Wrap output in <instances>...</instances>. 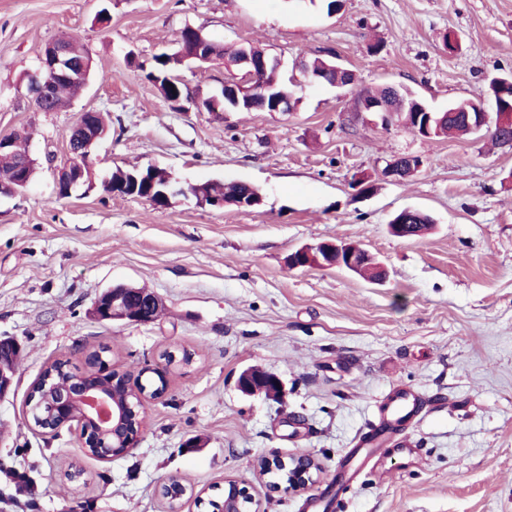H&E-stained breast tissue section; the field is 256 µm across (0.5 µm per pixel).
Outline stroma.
Masks as SVG:
<instances>
[{"mask_svg":"<svg viewBox=\"0 0 512 512\" xmlns=\"http://www.w3.org/2000/svg\"><path fill=\"white\" fill-rule=\"evenodd\" d=\"M187 26L260 47L286 72L335 60L355 83L308 84L288 113L175 109L142 67L175 52ZM73 31L93 74L62 110L35 111L26 76ZM510 74L512 0H342L333 14L324 0H0V135L27 137L37 161L28 187L0 198V337L24 348L0 399V512H167L169 477L209 493L228 475L264 512H306L307 495L271 492L259 468L302 453L321 463L316 492L339 497V512H512V148L420 138L359 109L390 84L443 111L487 100L489 80ZM178 75L210 97L231 77L219 61ZM86 111L110 115L112 130L89 157L93 187L62 197L54 170ZM406 154L422 167L386 179ZM154 165L180 190L166 207L100 187L116 168ZM361 174L374 189L359 199ZM209 180L250 182L263 204L199 205L187 188ZM405 208L430 214L432 232L392 236ZM324 241L359 245L386 281L289 268ZM118 283L157 293L159 320L94 319ZM102 346L113 368L167 380L137 448L109 462L84 455L77 428L34 430L27 407L48 365L83 366ZM169 351L191 364H166ZM252 366L281 379L283 401L239 390ZM398 385L429 404L407 430L417 456L393 454L383 481L338 490L342 455Z\"/></svg>","mask_w":512,"mask_h":512,"instance_id":"obj_1","label":"stroma"}]
</instances>
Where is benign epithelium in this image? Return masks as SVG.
<instances>
[{
    "mask_svg": "<svg viewBox=\"0 0 512 512\" xmlns=\"http://www.w3.org/2000/svg\"><path fill=\"white\" fill-rule=\"evenodd\" d=\"M192 40L196 41L197 50L190 56L178 55L179 65L189 63H209L213 57L212 47L215 40L203 35L202 30L187 27ZM236 65L240 73L232 76V80L224 83L223 98H231L236 103L248 101L258 92L265 91L261 86V75L269 69L280 68L281 62L275 57L262 58L257 63L246 57L238 60ZM87 63L74 65L69 55L68 41L57 39L50 42L41 57L39 67L27 77L28 98L34 108L39 104L45 93L52 86L64 81H74L86 77ZM98 112H84L72 129L74 147L69 152L74 154L75 160L69 161L56 169L57 185L66 191H71L83 183L85 169L92 148L104 138V134L97 131ZM505 114L496 112V118L484 106L477 107V111L467 114V123L477 132H487L493 125L504 122ZM421 167V160L417 156L407 155L400 166L388 164L383 175L391 180H399L415 173ZM145 179L151 188L157 190L158 197L170 201L171 196L184 193V190L174 189L171 176L161 173L157 167H149V173L137 177L131 175L135 183ZM31 182V171L28 162H23L17 179L8 184H0V197H12L22 192ZM288 265L298 267H325L341 268L356 274L362 268L357 247L337 242H321L315 245L302 247L291 253ZM138 298V307L127 306L129 297ZM162 306L158 295L151 291L141 292L139 289L126 284H118L105 291L94 304L92 315L100 321H123L130 324H149L156 320L157 312ZM109 370L101 366L98 377L105 381V385L98 387L86 386L80 378H75L71 387L61 392L57 407L69 415L70 423L80 427V447L87 449L96 442L92 436V428L98 429L100 439L108 437L121 440L125 450L137 447L140 437L146 426L147 407L152 397H142L131 407L134 424L130 428L123 426L121 413L109 395L110 383L106 382ZM323 469L317 460L310 456L298 459L288 458V477L279 480H269L268 486L276 492L289 495L304 493L314 487L321 479ZM224 512H262L261 503L250 495L249 491L240 487L230 477L224 479Z\"/></svg>",
    "mask_w": 512,
    "mask_h": 512,
    "instance_id": "1",
    "label": "benign epithelium"
}]
</instances>
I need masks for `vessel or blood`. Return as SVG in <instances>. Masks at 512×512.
I'll return each mask as SVG.
<instances>
[{
	"label": "vessel or blood",
	"mask_w": 512,
	"mask_h": 512,
	"mask_svg": "<svg viewBox=\"0 0 512 512\" xmlns=\"http://www.w3.org/2000/svg\"><path fill=\"white\" fill-rule=\"evenodd\" d=\"M420 412L421 401L410 389L397 388L387 394L377 414L378 424L384 429L383 434L377 436L368 432L360 435L341 463L348 483H355L367 475L382 476V459L391 442H398L402 450H411L412 445L405 431Z\"/></svg>",
	"instance_id": "obj_1"
}]
</instances>
